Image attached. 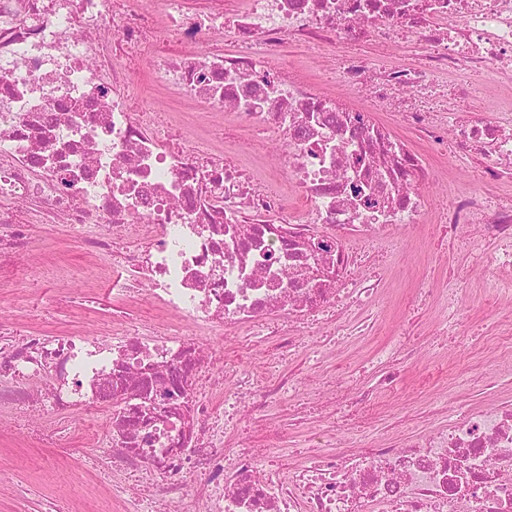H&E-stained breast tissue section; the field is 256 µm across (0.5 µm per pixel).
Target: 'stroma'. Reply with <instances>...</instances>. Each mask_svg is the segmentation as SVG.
I'll use <instances>...</instances> for the list:
<instances>
[{
    "instance_id": "35a3bbf8",
    "label": "stroma",
    "mask_w": 512,
    "mask_h": 512,
    "mask_svg": "<svg viewBox=\"0 0 512 512\" xmlns=\"http://www.w3.org/2000/svg\"><path fill=\"white\" fill-rule=\"evenodd\" d=\"M434 180L426 191L435 211H442L453 196L479 186L478 162L468 154L448 151L430 155ZM30 268L16 288L0 290V312L38 331L112 328V271L92 264L69 225L33 227ZM496 242L441 232L410 231L400 247L388 255L375 306L356 312L357 335L337 340L323 349L319 336L309 337L293 362L280 365L276 353L263 347L242 353L233 339L221 333L202 336V343L225 359L248 369L270 366L273 373L289 372L299 380L289 408L257 407L245 412L238 426L228 427L224 443L236 445L248 438L252 447L268 443V430L277 433L282 466L272 474L281 482L298 463L314 434L335 430L342 440L381 443L402 430L423 432L429 427L434 401L469 400L492 407L488 385L512 391V352L503 351L497 338L512 334V274L475 268L473 255L494 253ZM456 297L466 315L461 335L447 337L449 297ZM413 350L396 385L379 384L376 349L388 340ZM356 383L354 392L362 411L371 419L360 428L350 421H333L313 409L342 376ZM112 512L104 489L92 487L85 468L57 457L50 448L36 446L23 432L0 436V512Z\"/></svg>"
}]
</instances>
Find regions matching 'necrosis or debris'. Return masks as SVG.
<instances>
[{"instance_id":"necrosis-or-debris-1","label":"necrosis or debris","mask_w":512,"mask_h":512,"mask_svg":"<svg viewBox=\"0 0 512 512\" xmlns=\"http://www.w3.org/2000/svg\"><path fill=\"white\" fill-rule=\"evenodd\" d=\"M292 38L318 71L283 55ZM360 39L378 63L340 55ZM399 49L417 63L393 64ZM511 76L512 0H0V286L33 225L66 224L94 263L119 260L123 324L112 340L0 319V412L108 414L106 434L83 438L118 467L114 512H182L192 485L204 512H512V399L437 405L431 431L389 444L327 453L319 434L275 489L276 449L225 447L224 418L282 403L296 381L198 341L233 327L251 348L277 313L282 352L326 313L330 335L348 334L381 277L356 278L352 241L376 257L431 209L426 158L376 113L437 148L453 137L494 182L512 172V127L449 118L442 90L477 82L510 112ZM149 86L195 113L159 115ZM218 117L244 124L251 154L225 148ZM438 221L499 243L476 265L512 268V197L465 190ZM140 287L157 321L193 336L143 332L128 303Z\"/></svg>"}]
</instances>
